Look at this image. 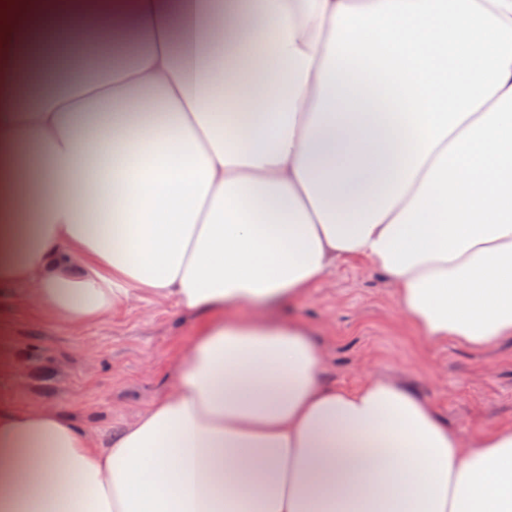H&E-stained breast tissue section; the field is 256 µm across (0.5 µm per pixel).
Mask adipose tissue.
<instances>
[{
  "label": "adipose tissue",
  "mask_w": 512,
  "mask_h": 512,
  "mask_svg": "<svg viewBox=\"0 0 512 512\" xmlns=\"http://www.w3.org/2000/svg\"><path fill=\"white\" fill-rule=\"evenodd\" d=\"M102 27L134 47L19 107L46 43ZM353 261L433 342L512 338V0H0V291L224 315L106 440L0 405V512H512V424L465 440L239 314Z\"/></svg>",
  "instance_id": "adipose-tissue-1"
}]
</instances>
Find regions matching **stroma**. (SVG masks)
<instances>
[{"mask_svg":"<svg viewBox=\"0 0 512 512\" xmlns=\"http://www.w3.org/2000/svg\"><path fill=\"white\" fill-rule=\"evenodd\" d=\"M243 314L303 323L326 380L405 384L465 438L512 424V339L486 350L432 342L401 311L391 280L366 263L331 270L301 300ZM198 325L194 314L145 295L77 328L0 299V348L13 355L0 370V404L59 411L103 439L170 390Z\"/></svg>","mask_w":512,"mask_h":512,"instance_id":"stroma-1","label":"stroma"}]
</instances>
